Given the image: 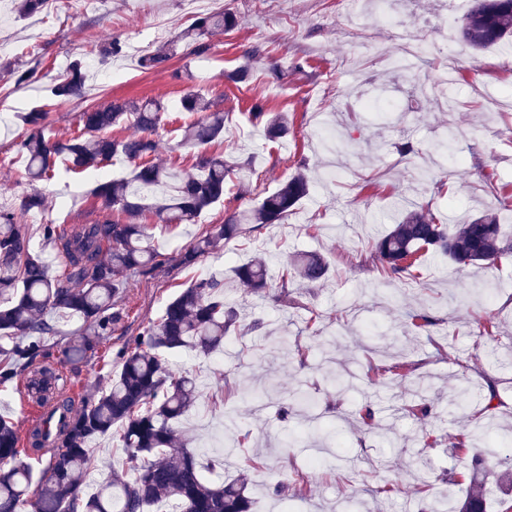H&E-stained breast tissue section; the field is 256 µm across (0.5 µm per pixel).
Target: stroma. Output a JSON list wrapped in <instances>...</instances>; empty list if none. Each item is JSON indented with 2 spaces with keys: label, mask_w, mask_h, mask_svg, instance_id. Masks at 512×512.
I'll return each instance as SVG.
<instances>
[{
  "label": "stroma",
  "mask_w": 512,
  "mask_h": 512,
  "mask_svg": "<svg viewBox=\"0 0 512 512\" xmlns=\"http://www.w3.org/2000/svg\"><path fill=\"white\" fill-rule=\"evenodd\" d=\"M471 0H414L397 7L402 23L374 17L370 6L351 12L339 0H210L211 12L228 10L236 27L215 36L205 56L171 61L170 71L142 69L136 43L155 48L153 27L173 37L196 15L185 0H47L35 15L0 26V96L12 119L0 128V210L13 206L32 185L16 144L27 127L25 113H46L51 132L79 133V115L112 100H161L166 111L155 140L160 158L186 168L189 154L177 149L179 130L194 121L181 108L187 90L200 92L226 115V132L213 145L225 159L248 162L241 187L204 211L197 223L166 226L153 216L143 222L158 252V267L130 275L117 298L122 320L98 353L73 365L64 361L67 340L82 332L81 321L61 319L51 339L49 361L62 371L65 392L82 401L94 392L99 372L119 368L118 353L142 327L156 320L166 303L198 277L230 271L251 259L282 260L319 253L333 275L320 285L303 281L287 299L276 289L255 294L234 285L228 301L247 319L263 326L245 336L230 334L223 351L203 355L184 351L170 357L174 372L196 377L200 396L182 421L184 430L206 437L223 430L231 411L249 453L260 469L245 468L241 456L228 460L224 474L242 478L257 512H280L277 483H303L307 512H331L337 500L363 501V512H421L446 498L455 505L470 489L474 471H500L488 448L456 457L452 439L481 421L484 396L495 387V441L512 445V254L491 267H461L448 258L422 253L415 276H381L368 243L391 227L395 200L434 214L441 221L498 213L503 240L512 239V109H492L483 88L512 90V56L505 45L476 51L459 35ZM119 38L120 56L102 58V44ZM426 50L424 77L445 81L454 109L423 97L391 62L404 45ZM252 46L263 55L250 84L230 80ZM82 58L96 91L81 99L54 98L51 89L73 58ZM37 68L35 81L17 85L15 68ZM266 111L288 113L286 138L265 140L250 112L254 102ZM473 136L446 149L449 130ZM411 145L401 155V145ZM467 170H456L457 158ZM122 158L100 168L71 169L55 160V175L41 183L48 206L42 223L28 226L34 252L57 263L59 250L42 236V224H90L101 218L93 190L100 177L127 176ZM323 176L288 218L278 224H248L241 236L222 245L194 268L178 263L180 252L210 225L223 223L236 208L253 205L294 173ZM426 316V327L411 325L410 314ZM494 319L495 337L479 333L480 321ZM362 375L355 389H333L318 365ZM400 362L404 375L385 374L382 384L366 382L369 365ZM429 383L427 417L405 413L415 403L409 383ZM316 396L318 423L299 416L280 419V406L296 390ZM371 406L380 425L370 432L356 421Z\"/></svg>",
  "instance_id": "1"
}]
</instances>
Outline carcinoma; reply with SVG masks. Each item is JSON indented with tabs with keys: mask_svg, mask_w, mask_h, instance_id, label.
<instances>
[{
	"mask_svg": "<svg viewBox=\"0 0 512 512\" xmlns=\"http://www.w3.org/2000/svg\"><path fill=\"white\" fill-rule=\"evenodd\" d=\"M45 0H16L21 17L38 13ZM236 25L229 12L198 18L175 38L160 43L141 57L140 66L163 70L178 54L180 45L196 56L212 49L211 38ZM512 35V0H472L460 26L463 42L475 50L497 45ZM87 72L73 60L54 86L58 98L84 96ZM183 108L198 118L183 128L181 146L192 152L194 172L173 171L156 158L154 135L165 112L161 102L115 100L80 113L83 133L56 140L48 131L46 113L24 116L28 133L17 143L33 182L54 177V158L60 155L75 170L96 168L120 156L132 165L130 176L99 183L93 195L101 210L120 211L123 221L105 217L94 224L42 225L43 236L59 245L64 261L55 268L31 247L27 225L20 218L46 207L34 189L17 199L12 211L0 210V388L24 387L26 395L44 409L52 426L35 424L27 434L30 451L19 447L15 424L0 416V512H148L165 502L172 512H252L254 500L242 480L210 481L205 472L220 473L230 449L204 452L200 465L195 439L179 433L182 416L199 396L196 379L173 374L166 358L183 350L205 355L224 348L232 332L259 328L261 322L240 327L236 309L227 300L224 274L196 280L170 300L158 320L145 326L120 353L117 375L98 377L104 388L80 405L67 396H49L51 386L63 380L46 362L45 338L60 333L56 319L74 316L83 321L84 333L64 347L62 355L80 362L95 353L101 339L122 318L114 309L126 276L145 273L158 257L147 225L146 211L161 224H193L209 207L224 200L242 165L208 148L224 135V113L191 91ZM252 116L270 139L288 133V113L267 112L254 104ZM133 117L137 135L114 137L109 130ZM314 177L298 171L267 193L256 205L235 210L222 224L185 248L179 265L193 267L239 236L246 224H275L288 217L311 192ZM373 248L384 272L397 278L410 276L417 254L432 250L459 266L495 262L512 249L500 246V224L494 215H481L453 225L408 210L392 229L377 237ZM272 264L250 260L232 268L241 284L259 293L271 286ZM278 287L288 293L298 277L321 284L329 277V264L319 255L305 254L280 267ZM112 435L125 456L124 468L90 488L84 482L91 445ZM47 456L38 493L29 496L34 469L30 455ZM455 512H486L483 492L471 490Z\"/></svg>",
	"mask_w": 512,
	"mask_h": 512,
	"instance_id": "cac0c4a2",
	"label": "carcinoma"
}]
</instances>
